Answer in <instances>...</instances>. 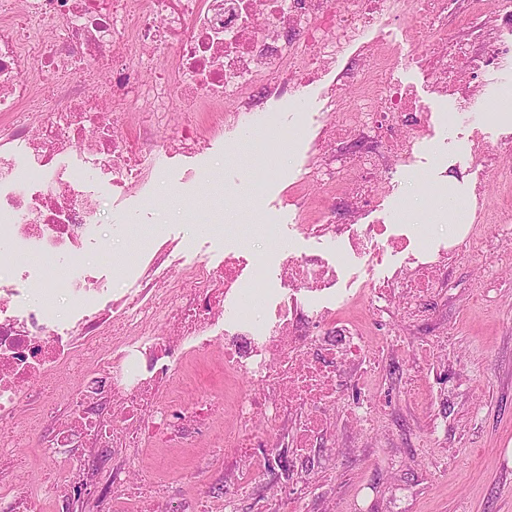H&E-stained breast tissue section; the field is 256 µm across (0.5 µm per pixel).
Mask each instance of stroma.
I'll return each instance as SVG.
<instances>
[{
  "label": "stroma",
  "mask_w": 512,
  "mask_h": 512,
  "mask_svg": "<svg viewBox=\"0 0 512 512\" xmlns=\"http://www.w3.org/2000/svg\"><path fill=\"white\" fill-rule=\"evenodd\" d=\"M413 20L389 26L386 36L397 48L394 76L413 84L433 112H448L452 102L435 97L426 78L409 60ZM467 134L443 128L426 145L416 169L397 172L384 206L421 238L447 239L464 214L441 209L454 194L466 204L477 176L467 173ZM257 143L237 127L224 128L212 149L195 158L176 156L158 169L154 197L130 199L125 207H104L116 291L133 287L130 272L139 255L157 239L213 262L230 253L260 262L267 284H275L286 252L336 248L304 238L295 229L294 206L286 189L301 184L313 157L311 137L281 151L276 176L259 200H251ZM274 221L273 243L258 232ZM453 289L434 306L426 324L397 321L371 325L374 335L399 334L400 344L385 350L380 401L386 413L375 430L338 416L336 425L310 458L288 457V472L255 473L236 481L235 469L214 448L148 449L141 468L153 472L168 512L182 498L206 502L226 497L235 512H270L271 492L301 500L304 512H512V264L496 255L454 267ZM489 284L488 299L478 289ZM419 390L406 392V378ZM42 477V448L36 436L0 466V487L24 488Z\"/></svg>",
  "instance_id": "35a3bbf8"
}]
</instances>
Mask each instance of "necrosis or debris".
<instances>
[{
	"label": "necrosis or debris",
	"mask_w": 512,
	"mask_h": 512,
	"mask_svg": "<svg viewBox=\"0 0 512 512\" xmlns=\"http://www.w3.org/2000/svg\"><path fill=\"white\" fill-rule=\"evenodd\" d=\"M407 17L423 20L420 35L437 46L415 64L456 105L438 118L392 77L386 43L365 37ZM499 22L512 25V0H0V460L28 432L49 429L47 480L0 491V512H37L47 491L72 512L88 472L73 448L120 457L100 512H125L131 466L145 449L212 441L242 467L267 470L278 447L296 457L320 447L340 403L341 367L364 366L363 387L378 396L366 321L321 299L337 293L342 266L365 258L377 267L385 253L407 251L395 277L371 276L354 294L371 318L426 322L451 290L447 265L493 248L501 211L479 182L472 225L442 247L403 224L355 219L378 210L394 171L417 167L439 123L468 130L470 167L512 188V166L481 146L485 76L512 64ZM353 44L357 55L344 59ZM102 58L110 67L100 82ZM339 61L336 113L319 128L263 110L264 100L317 82ZM151 67L159 98L142 92ZM228 120L269 146L313 135L316 161L292 202L301 235L338 243L335 261L288 255L282 289L264 297L259 317L248 303L260 295V272L244 276L232 255L216 266L190 260L167 243L155 246L134 288L116 293L111 277L82 263L85 249H109L102 199L148 189L144 150L158 161L195 155ZM163 123L172 137H159ZM35 285L39 303L29 299ZM59 291L74 309L65 319L51 310ZM216 340L217 391L203 384ZM189 345L200 363L176 373L168 362Z\"/></svg>",
	"instance_id": "1"
}]
</instances>
